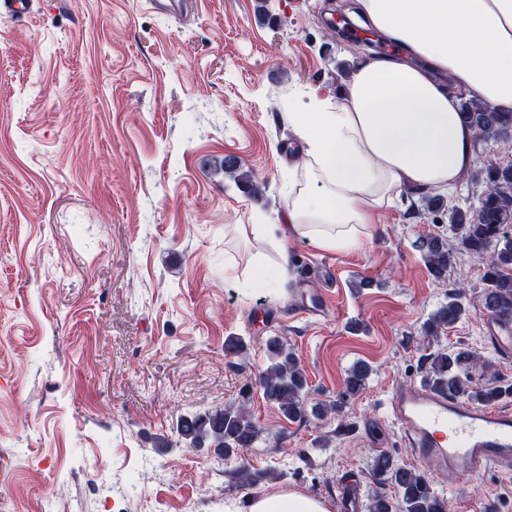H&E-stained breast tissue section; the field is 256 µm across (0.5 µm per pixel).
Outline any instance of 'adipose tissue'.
Masks as SVG:
<instances>
[{"label":"adipose tissue","mask_w":512,"mask_h":512,"mask_svg":"<svg viewBox=\"0 0 512 512\" xmlns=\"http://www.w3.org/2000/svg\"><path fill=\"white\" fill-rule=\"evenodd\" d=\"M375 32L396 51L358 62L346 96L310 94L292 113L299 168L276 224H241V235L273 239L279 275L290 245L362 249L380 209L403 191L445 194L475 159L477 132L460 117L461 99L512 109V0H358ZM250 512H329L283 488L257 496Z\"/></svg>","instance_id":"obj_1"}]
</instances>
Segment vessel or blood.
<instances>
[{"instance_id":"obj_1","label":"vessel or blood","mask_w":512,"mask_h":512,"mask_svg":"<svg viewBox=\"0 0 512 512\" xmlns=\"http://www.w3.org/2000/svg\"><path fill=\"white\" fill-rule=\"evenodd\" d=\"M389 408L416 460L467 481L512 468V413L426 387L395 390Z\"/></svg>"}]
</instances>
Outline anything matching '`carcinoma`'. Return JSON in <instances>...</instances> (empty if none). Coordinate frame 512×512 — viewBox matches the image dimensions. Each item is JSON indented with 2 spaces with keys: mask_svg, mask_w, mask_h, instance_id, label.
Segmentation results:
<instances>
[{
  "mask_svg": "<svg viewBox=\"0 0 512 512\" xmlns=\"http://www.w3.org/2000/svg\"><path fill=\"white\" fill-rule=\"evenodd\" d=\"M464 121L473 126L478 138H499L512 133V112H494L472 98L461 106ZM227 170L235 179L257 196L262 194L259 184L247 171L234 165ZM483 189L479 206L472 211L455 209L449 221L460 250L485 259L481 305L486 314L504 325L512 323V165L501 166L488 162L483 169ZM424 262L437 279H443L448 270L450 253L438 237L420 242ZM464 311L460 294L448 296L424 324L430 336L456 323ZM267 364L259 373V387L263 398L274 405L283 417L299 421L313 414L318 418L337 408L316 404L307 407L305 393L308 381L288 342L272 336L266 342ZM477 360L468 349L459 347L429 355L422 364L424 380L432 388L454 398H465L491 404L512 398V383L478 388L464 379L465 371ZM372 373L364 363L352 365L344 378L343 396L354 398L366 388ZM253 385L246 382L238 401L224 407L208 408L180 415L176 424L178 441L189 448H214L219 458L228 457L243 448H253L261 438V429L248 412ZM373 473L396 487L398 496L391 499L378 493L368 506V512H446L445 500L432 489L427 477L420 471L398 465L390 456L380 455L373 461Z\"/></svg>",
  "mask_w": 512,
  "mask_h": 512,
  "instance_id": "carcinoma-1",
  "label": "carcinoma"
}]
</instances>
